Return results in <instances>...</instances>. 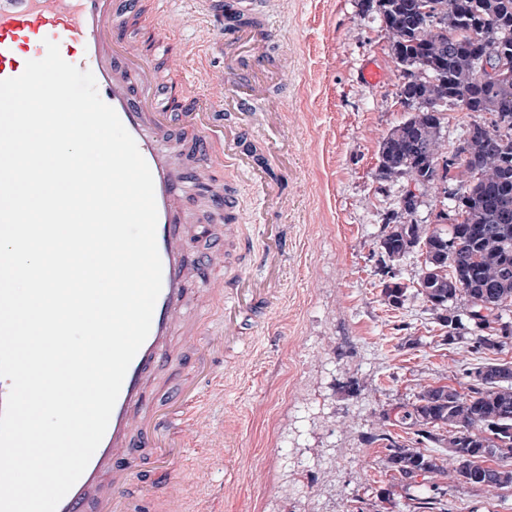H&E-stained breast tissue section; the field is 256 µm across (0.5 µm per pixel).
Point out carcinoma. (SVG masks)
Returning a JSON list of instances; mask_svg holds the SVG:
<instances>
[{"instance_id": "1", "label": "carcinoma", "mask_w": 512, "mask_h": 512, "mask_svg": "<svg viewBox=\"0 0 512 512\" xmlns=\"http://www.w3.org/2000/svg\"><path fill=\"white\" fill-rule=\"evenodd\" d=\"M376 13L388 34L404 82L399 90L407 117L379 143L377 172L389 181L426 187L459 181L450 236L408 220L413 209L399 203L380 239L381 252L397 258L419 250L424 268L417 295L453 337L461 321L451 304L464 297L468 317L482 334L478 354H499L509 338L502 311L512 306V0H361ZM500 71L491 78L482 60ZM458 105L493 116L475 120L454 148L442 136V112ZM383 301L398 307L406 288L385 284ZM487 363L466 372L467 392L428 385L415 401L381 414L383 425L414 435L407 444L389 434H371L369 444L386 441L385 470L407 487H428L426 504H442L440 478L474 486L473 473L490 474L486 491L512 487V380L481 375ZM448 448V459L421 447Z\"/></svg>"}]
</instances>
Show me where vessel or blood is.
Returning a JSON list of instances; mask_svg holds the SVG:
<instances>
[{
    "instance_id": "vessel-or-blood-1",
    "label": "vessel or blood",
    "mask_w": 512,
    "mask_h": 512,
    "mask_svg": "<svg viewBox=\"0 0 512 512\" xmlns=\"http://www.w3.org/2000/svg\"><path fill=\"white\" fill-rule=\"evenodd\" d=\"M209 3L211 19L223 31L225 44L259 37L256 24L265 21L268 0ZM49 40L58 44L66 62L93 73L101 99L115 109L148 164L163 266L162 290L149 335L127 370L100 445L57 512H143L144 503L128 493L139 445L156 451L151 465L162 476L157 491L168 512H182L183 489L171 470L190 442L208 430L201 414L207 390H200L193 381L152 403L146 389L171 336L180 335L183 346L198 354L196 370H206L210 359L223 354L225 346L241 341L244 312L254 309L258 301L274 300L269 288L242 274L232 281L230 291L210 295V306L224 308L222 334L209 332L204 318L183 320L190 276L184 247L188 232L184 186L199 184L217 164L231 173H250L262 186L267 180L243 148L248 127L219 117L205 94L185 98L182 73L160 70L159 55H176L179 44L168 37L157 38L153 18L146 16L136 0H0V80L17 77L27 61L42 59ZM242 80L238 68L225 63L224 89L234 111L242 115L259 111V98L243 89ZM175 115L183 119L185 138L171 133L170 119ZM185 142L194 156L189 172L177 163ZM105 480L110 483L109 492L95 496V489Z\"/></svg>"
}]
</instances>
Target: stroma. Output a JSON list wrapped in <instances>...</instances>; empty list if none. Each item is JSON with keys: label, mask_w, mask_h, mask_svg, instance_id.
Masks as SVG:
<instances>
[{"label": "stroma", "mask_w": 512, "mask_h": 512, "mask_svg": "<svg viewBox=\"0 0 512 512\" xmlns=\"http://www.w3.org/2000/svg\"><path fill=\"white\" fill-rule=\"evenodd\" d=\"M164 10L159 34L168 33L167 17L179 18L178 36L191 52L175 62L187 90L223 104L224 38L203 0H167ZM270 11L277 46L258 83L283 86L276 104L285 119L276 128L256 120L247 147L281 193L269 215L283 241L281 283L272 310L248 312L250 335L216 364L224 389L207 404L216 434L191 446L173 469L183 512H429L426 491L390 483L382 443L364 441L383 410L414 401L429 384L463 389L465 369L480 361L470 348L477 330L466 299L455 305L463 322L449 336L414 295L419 254L392 262L380 252L403 184L379 179L377 149L405 117L398 96L404 77L387 31L361 14L360 0H271ZM367 62L382 70L380 83H361ZM232 187L240 232L211 277L228 282L248 273L261 281L257 254L267 235L250 217L264 193L248 174L234 177ZM456 188L450 181L422 189L413 223L449 232L438 214L452 210ZM187 209L193 260L206 248L199 228L223 224L224 208L198 193ZM389 267L409 289L397 309L381 301ZM195 359L171 344L148 398L186 383ZM444 489L448 512H512V490L450 480Z\"/></svg>", "instance_id": "stroma-1"}]
</instances>
